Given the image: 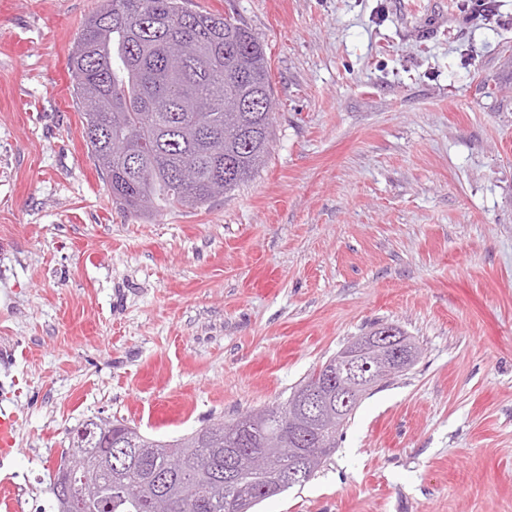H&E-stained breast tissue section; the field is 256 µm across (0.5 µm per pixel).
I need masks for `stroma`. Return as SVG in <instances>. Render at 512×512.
Here are the masks:
<instances>
[{
	"label": "stroma",
	"instance_id": "obj_1",
	"mask_svg": "<svg viewBox=\"0 0 512 512\" xmlns=\"http://www.w3.org/2000/svg\"><path fill=\"white\" fill-rule=\"evenodd\" d=\"M192 0L264 41V166L198 210L113 205L68 56L101 0H0V458L54 512L68 431L169 440L284 402L394 324L416 365L254 512H512V0ZM17 420L11 413L0 412V457L9 456L16 446Z\"/></svg>",
	"mask_w": 512,
	"mask_h": 512
}]
</instances>
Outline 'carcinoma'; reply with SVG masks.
Listing matches in <instances>:
<instances>
[{"label": "carcinoma", "mask_w": 512, "mask_h": 512, "mask_svg": "<svg viewBox=\"0 0 512 512\" xmlns=\"http://www.w3.org/2000/svg\"><path fill=\"white\" fill-rule=\"evenodd\" d=\"M82 108L88 154L109 186L112 204L154 214L206 206L234 191L263 166L273 137L276 102L260 37L229 15L193 10L188 0H102L67 61ZM252 413L255 424L233 440L224 420H210L171 441L143 435L118 420L89 418L70 430L68 451L97 483L96 512H144L122 494L179 454L219 481L210 495L176 512L246 510L304 486L336 450L360 401L331 419L320 437L297 426L296 456L273 476L251 469L245 456L268 441L296 401Z\"/></svg>", "instance_id": "carcinoma-1"}]
</instances>
